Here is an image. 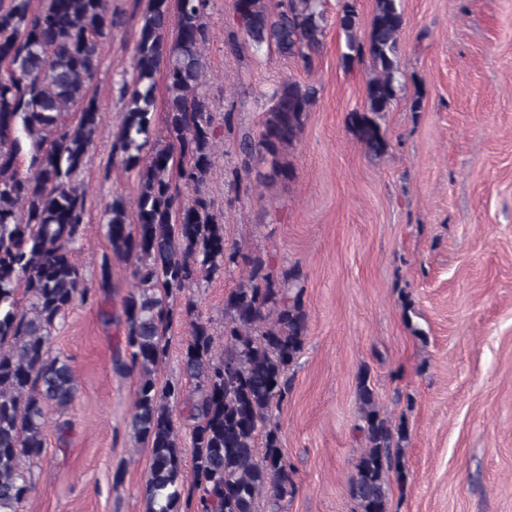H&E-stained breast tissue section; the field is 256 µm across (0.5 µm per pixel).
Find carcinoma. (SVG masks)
Returning <instances> with one entry per match:
<instances>
[{
  "label": "carcinoma",
  "instance_id": "obj_1",
  "mask_svg": "<svg viewBox=\"0 0 512 512\" xmlns=\"http://www.w3.org/2000/svg\"><path fill=\"white\" fill-rule=\"evenodd\" d=\"M244 41L255 50L274 47L309 70L325 38L320 0H238ZM209 0H148L139 20L132 76L122 79L123 112L112 158L139 177L135 209L121 196L105 212L112 257L134 260L136 287L121 301L129 368L138 389L130 420L134 438L150 448L145 512H181L183 449L170 409L183 388L160 389L155 373L173 321L169 298L211 282L238 264L247 277L224 301V344L210 320L186 303L191 340L184 371L197 398L188 405L192 463L202 490L199 512H255L266 493L281 499L295 491L294 470L281 450L273 419L291 389L290 370L305 343L309 315L301 271H272L261 256L229 246L224 224L202 190L214 165L212 103L202 90L204 20ZM400 0H374L366 32L345 3L341 63L368 62L365 102L346 124L366 152L378 157L389 143L382 120L401 89ZM116 21L108 0H8L0 6V512H21L33 489L22 458H37L53 407H69L77 394L70 365L51 354V337L66 311L92 292L74 253L82 241L86 197L75 185L100 121L91 83L101 42ZM165 79V144L152 143L158 76ZM318 89L285 80L257 135L238 138L233 184L257 163L267 180L290 179L286 151L303 130ZM77 120L68 122L71 109ZM28 160L21 169L20 158ZM193 191L183 200V190ZM23 282L29 296L18 307ZM364 448L347 484L352 512H390V475L405 483V421L381 409L369 370L356 377ZM185 505L191 506V497Z\"/></svg>",
  "mask_w": 512,
  "mask_h": 512
}]
</instances>
